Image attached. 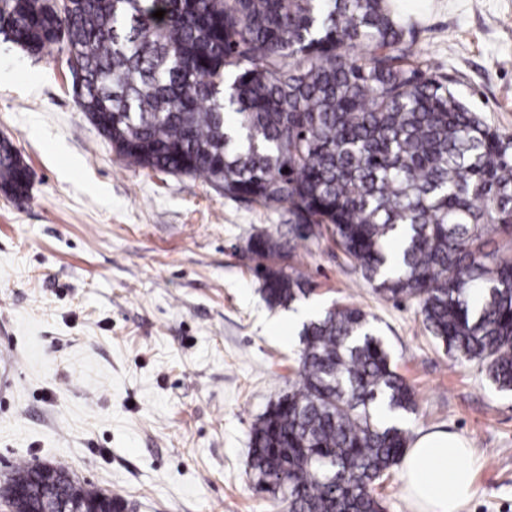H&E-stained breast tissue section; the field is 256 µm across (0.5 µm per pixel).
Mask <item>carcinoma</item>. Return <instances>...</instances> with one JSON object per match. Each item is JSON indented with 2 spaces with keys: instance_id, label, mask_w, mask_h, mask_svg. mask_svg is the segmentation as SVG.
<instances>
[{
  "instance_id": "1",
  "label": "carcinoma",
  "mask_w": 512,
  "mask_h": 512,
  "mask_svg": "<svg viewBox=\"0 0 512 512\" xmlns=\"http://www.w3.org/2000/svg\"><path fill=\"white\" fill-rule=\"evenodd\" d=\"M391 0H0V35L32 56L79 62L76 102L130 166L201 178L230 199L288 214V237L249 238L271 308L309 297L281 262L328 237L381 295L416 303L461 365L512 392V137L441 74ZM165 10L163 18L152 17ZM31 171L0 139V191ZM375 317L333 305L302 323L296 380L251 429L256 488L288 512H384L377 488L412 438V388ZM14 467L0 490L32 484ZM90 489L63 478L44 496Z\"/></svg>"
}]
</instances>
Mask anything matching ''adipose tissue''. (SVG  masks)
<instances>
[{
	"label": "adipose tissue",
	"instance_id": "ef3b65f1",
	"mask_svg": "<svg viewBox=\"0 0 512 512\" xmlns=\"http://www.w3.org/2000/svg\"><path fill=\"white\" fill-rule=\"evenodd\" d=\"M399 468L414 512H460L474 493L472 450L455 434L419 435Z\"/></svg>",
	"mask_w": 512,
	"mask_h": 512
}]
</instances>
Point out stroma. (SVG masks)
I'll return each mask as SVG.
<instances>
[{
  "mask_svg": "<svg viewBox=\"0 0 512 512\" xmlns=\"http://www.w3.org/2000/svg\"><path fill=\"white\" fill-rule=\"evenodd\" d=\"M423 69L512 136V0H393ZM32 172L0 193V487L20 462L57 466L125 512H285L258 492L250 430L287 391L301 349L269 308L247 251L287 215L202 179L129 167L77 107L64 52L0 40V138ZM309 306L373 315L413 387V433L473 450L463 512H512V394L463 368L413 301L376 294L330 240L297 249Z\"/></svg>",
  "mask_w": 512,
  "mask_h": 512,
  "instance_id": "35a3bbf8",
  "label": "stroma"
}]
</instances>
